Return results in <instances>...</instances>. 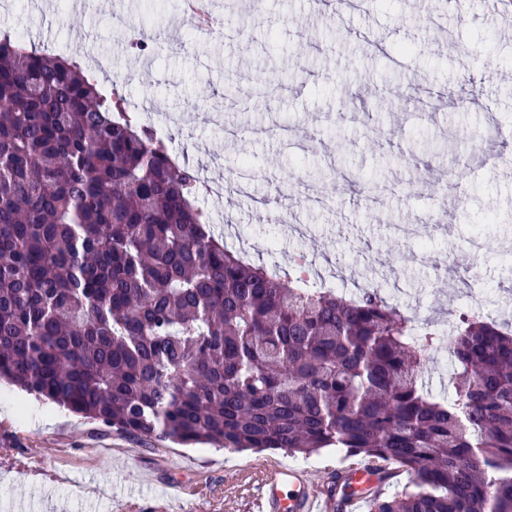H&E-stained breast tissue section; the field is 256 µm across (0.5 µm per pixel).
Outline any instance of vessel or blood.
<instances>
[{"instance_id":"1","label":"vessel or blood","mask_w":512,"mask_h":512,"mask_svg":"<svg viewBox=\"0 0 512 512\" xmlns=\"http://www.w3.org/2000/svg\"><path fill=\"white\" fill-rule=\"evenodd\" d=\"M234 469L257 483L252 512H363L369 496L390 487L399 475L390 461L358 458L336 468L337 487L331 490L307 471L271 460H242ZM347 482L355 492L345 496L340 487Z\"/></svg>"}]
</instances>
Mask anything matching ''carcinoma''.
<instances>
[{
  "instance_id": "1",
  "label": "carcinoma",
  "mask_w": 512,
  "mask_h": 512,
  "mask_svg": "<svg viewBox=\"0 0 512 512\" xmlns=\"http://www.w3.org/2000/svg\"><path fill=\"white\" fill-rule=\"evenodd\" d=\"M198 182L85 64L0 37V381L133 437L389 460L369 512H512V331L256 266ZM449 354V350L448 357L447 354L443 356L440 350L434 351L431 354L433 362L431 371L426 378V385L434 392L448 393V366H443V357L448 359Z\"/></svg>"
}]
</instances>
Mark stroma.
I'll use <instances>...</instances> for the list:
<instances>
[{"label": "stroma", "instance_id": "35a3bbf8", "mask_svg": "<svg viewBox=\"0 0 512 512\" xmlns=\"http://www.w3.org/2000/svg\"><path fill=\"white\" fill-rule=\"evenodd\" d=\"M226 2H211L220 35L175 51L185 30L171 22L183 19L184 0H112L128 24L153 14L166 26L141 57L94 0L66 10L56 0L37 9L0 0V33L64 56L91 45L109 59L129 110L146 102L176 113L171 152L215 181L246 170L249 196L197 199L230 250L246 244L259 265L287 264L297 252L321 268L340 260L349 283L394 271L403 287L395 305L442 332L469 307L449 277L471 279L499 301L494 321H512V258L503 255L512 249V30L483 20L482 0L447 15L443 34L423 23L440 0H368L350 21L363 35L349 40L314 0ZM295 15L302 28L290 25ZM409 83L415 93L390 112L366 116L346 101L352 89L375 105ZM460 168L466 177L449 180ZM329 170V198L304 202ZM367 180L376 190L360 192ZM479 233L501 248L476 264L468 245ZM449 251L459 262L446 274L434 259ZM236 457L129 437L0 385V512H75L83 503L91 512H162L160 485L175 477L187 490L184 512H243L244 491L226 482Z\"/></svg>", "mask_w": 512, "mask_h": 512}]
</instances>
